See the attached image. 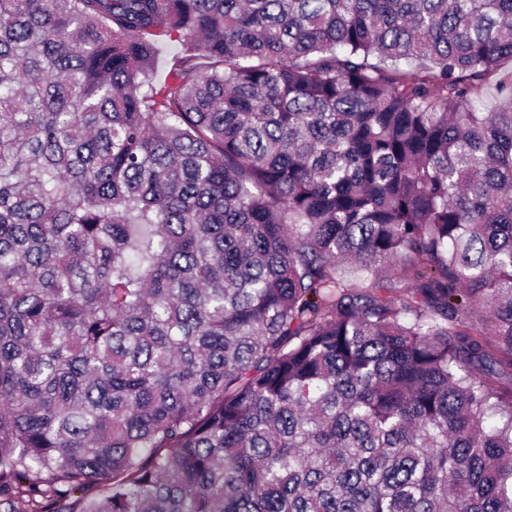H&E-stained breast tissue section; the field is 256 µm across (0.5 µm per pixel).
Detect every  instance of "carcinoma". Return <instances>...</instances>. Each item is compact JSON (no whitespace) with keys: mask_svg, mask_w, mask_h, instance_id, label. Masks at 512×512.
Returning <instances> with one entry per match:
<instances>
[{"mask_svg":"<svg viewBox=\"0 0 512 512\" xmlns=\"http://www.w3.org/2000/svg\"><path fill=\"white\" fill-rule=\"evenodd\" d=\"M507 62L512 0H0V512H512Z\"/></svg>","mask_w":512,"mask_h":512,"instance_id":"carcinoma-1","label":"carcinoma"}]
</instances>
